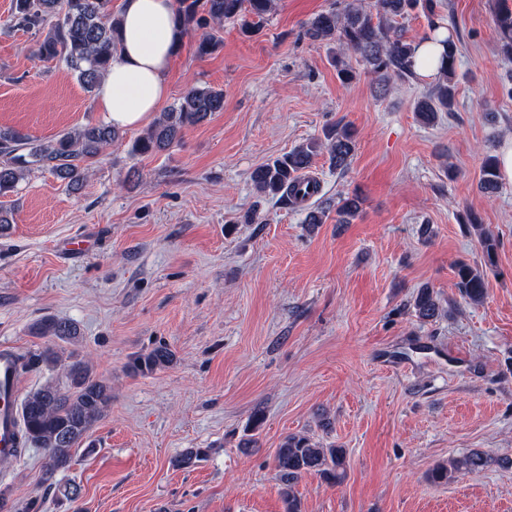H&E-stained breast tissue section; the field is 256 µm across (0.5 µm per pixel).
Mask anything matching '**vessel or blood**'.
<instances>
[{"instance_id":"vessel-or-blood-1","label":"vessel or blood","mask_w":512,"mask_h":512,"mask_svg":"<svg viewBox=\"0 0 512 512\" xmlns=\"http://www.w3.org/2000/svg\"><path fill=\"white\" fill-rule=\"evenodd\" d=\"M21 357L11 346L0 345V458L21 454L19 401L22 386Z\"/></svg>"}]
</instances>
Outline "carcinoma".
I'll return each instance as SVG.
<instances>
[{
	"label": "carcinoma",
	"mask_w": 512,
	"mask_h": 512,
	"mask_svg": "<svg viewBox=\"0 0 512 512\" xmlns=\"http://www.w3.org/2000/svg\"><path fill=\"white\" fill-rule=\"evenodd\" d=\"M418 7L428 17L431 28H438L434 20L437 0H373L368 6L352 2L339 10L331 8L315 14L306 23L304 36L329 46L332 51L337 44L349 49L379 85L407 81L415 77L411 58L417 44L406 39L399 20ZM274 10L275 0H177L175 21L182 36L200 32L196 52L206 56L223 44L221 32L225 23L243 20L241 32L248 35L254 25ZM13 18L16 26L40 33L39 56L63 61L86 91H95L111 70L120 33V19L112 12V0H14ZM495 26L500 53L512 58L511 7L503 4L498 8ZM442 43L447 51L441 58L436 85L414 107V112L428 124L439 113L452 111L455 105L458 47L448 38ZM223 110V91L191 87L176 105L163 112L134 140L132 152L144 155L163 151L181 141L187 128ZM119 137L117 129L105 124L72 128L44 142H35L17 131L0 130V196L14 191L34 166L48 168L76 185L84 180L85 164ZM355 147V133L349 125H328L323 137L257 167L251 181L259 194L288 201L297 174L311 164L320 150L327 151L332 166L345 170ZM479 186L486 194L499 189L498 163L492 156L483 161ZM360 205L361 198L356 194L344 198L338 208L340 222H347ZM471 227L482 247L485 263L493 264L497 249L495 236L482 224L473 221ZM455 277V287L465 301L478 304L484 300L486 286L482 271L460 264ZM413 307L422 321L433 320L440 314L439 303L428 287L417 292ZM31 331L36 336L62 342H72L79 336L74 323L48 315L36 320ZM172 360V352L159 346L139 357L136 367L153 370ZM111 402V388L93 376L89 364L81 360L66 366L63 384L49 381L23 400L22 434L27 443L45 451V480H52L57 472L69 466L73 450L103 417ZM346 458V449L333 444L325 446L307 435L284 437L276 448L275 463L280 473L285 512H302L295 492L299 479L314 473L336 484L345 477ZM491 462L490 457L475 451L436 464L428 477L435 483L446 482L457 473H479Z\"/></svg>",
	"instance_id": "1"
}]
</instances>
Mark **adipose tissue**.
Listing matches in <instances>:
<instances>
[{
	"instance_id": "1",
	"label": "adipose tissue",
	"mask_w": 512,
	"mask_h": 512,
	"mask_svg": "<svg viewBox=\"0 0 512 512\" xmlns=\"http://www.w3.org/2000/svg\"><path fill=\"white\" fill-rule=\"evenodd\" d=\"M122 28L112 68L97 89L118 129L148 124L168 95L166 74L179 43L173 0H121Z\"/></svg>"
}]
</instances>
